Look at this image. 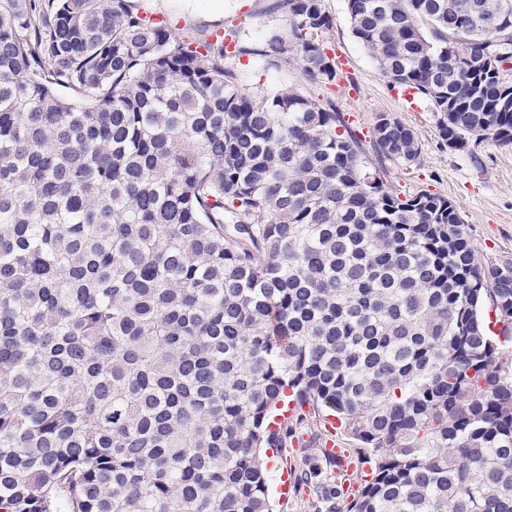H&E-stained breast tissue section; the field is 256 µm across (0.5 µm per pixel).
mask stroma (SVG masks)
I'll use <instances>...</instances> for the list:
<instances>
[{"instance_id": "stroma-1", "label": "stroma", "mask_w": 512, "mask_h": 512, "mask_svg": "<svg viewBox=\"0 0 512 512\" xmlns=\"http://www.w3.org/2000/svg\"><path fill=\"white\" fill-rule=\"evenodd\" d=\"M145 7L156 16L167 17L177 38L202 39L223 32L230 24L241 25V41L253 50L270 30L288 27L276 0H146ZM323 7L332 26L322 40L330 52L347 60L344 78L333 85L310 82L295 57L272 64L252 52L231 62L243 87L257 95L296 88L313 98L332 100L394 192L404 197L427 191L447 198L458 209L483 264L512 258V144L486 140L467 153L444 146L438 115L427 101L420 97L406 101L352 36L345 0H323ZM381 112L417 132L422 145L419 162L378 159L373 127Z\"/></svg>"}]
</instances>
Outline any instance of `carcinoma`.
I'll return each mask as SVG.
<instances>
[{
  "mask_svg": "<svg viewBox=\"0 0 512 512\" xmlns=\"http://www.w3.org/2000/svg\"><path fill=\"white\" fill-rule=\"evenodd\" d=\"M322 2L279 0L257 54L333 85ZM346 9L443 142L512 144V0ZM238 33L0 0V512H272L293 400L372 467L352 498L299 470L337 512H512V259L483 266L448 199L393 193L334 102L243 88ZM374 135L419 159L392 115Z\"/></svg>",
  "mask_w": 512,
  "mask_h": 512,
  "instance_id": "carcinoma-1",
  "label": "carcinoma"
}]
</instances>
